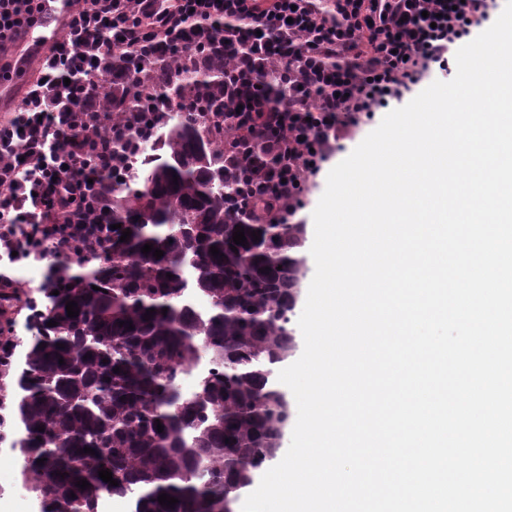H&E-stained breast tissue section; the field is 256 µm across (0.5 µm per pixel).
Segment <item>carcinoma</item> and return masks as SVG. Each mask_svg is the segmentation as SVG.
<instances>
[{
    "label": "carcinoma",
    "instance_id": "1",
    "mask_svg": "<svg viewBox=\"0 0 512 512\" xmlns=\"http://www.w3.org/2000/svg\"><path fill=\"white\" fill-rule=\"evenodd\" d=\"M141 62L154 90L177 107L153 133L154 151L136 155L143 181L103 176L112 181V223L120 225L111 252L86 274L62 261L65 275L51 272L40 288L44 302L31 307L35 333L24 365L15 356L0 363V410L18 429L11 446L27 459L23 479L43 512H97L109 488L101 469L118 481L113 493L132 496L133 512H232L275 457L290 413L272 365L295 348L304 225L252 223L240 169L221 137L209 139L184 109L190 89L217 118L236 111L241 98L225 90L224 65L200 54L175 66L149 51ZM96 92L115 111H134L131 90L100 84ZM237 227L244 246L233 242ZM147 243L163 256L142 253ZM213 246L223 256L212 255ZM190 288L207 302L204 311ZM69 301L78 316L68 317ZM51 320L57 325L47 326ZM201 349L214 370L184 399L176 378ZM80 480L90 487H77ZM162 493L178 503L160 505Z\"/></svg>",
    "mask_w": 512,
    "mask_h": 512
}]
</instances>
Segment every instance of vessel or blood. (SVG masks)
I'll return each instance as SVG.
<instances>
[{
	"instance_id": "1",
	"label": "vessel or blood",
	"mask_w": 512,
	"mask_h": 512,
	"mask_svg": "<svg viewBox=\"0 0 512 512\" xmlns=\"http://www.w3.org/2000/svg\"><path fill=\"white\" fill-rule=\"evenodd\" d=\"M71 0H41L38 23L30 27L14 48L13 66L29 72L31 58L48 52L69 20Z\"/></svg>"
}]
</instances>
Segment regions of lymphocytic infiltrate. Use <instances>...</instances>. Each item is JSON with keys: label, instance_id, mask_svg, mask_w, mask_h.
Segmentation results:
<instances>
[{"label": "lymphocytic infiltrate", "instance_id": "1", "mask_svg": "<svg viewBox=\"0 0 512 512\" xmlns=\"http://www.w3.org/2000/svg\"><path fill=\"white\" fill-rule=\"evenodd\" d=\"M496 0H74L70 21L22 104L0 122V268L73 256L77 242L105 247L111 220L101 172L111 146L97 137L150 138L101 108L94 78L117 55L112 85L151 98L142 51L223 53L226 69L271 71L278 100L262 112L215 121L228 152L258 147L266 165L243 171L251 219L287 223L294 202L338 143L374 112L401 101L438 66L448 70L464 39L482 29ZM39 0H0V77L6 44L35 24Z\"/></svg>", "mask_w": 512, "mask_h": 512}]
</instances>
